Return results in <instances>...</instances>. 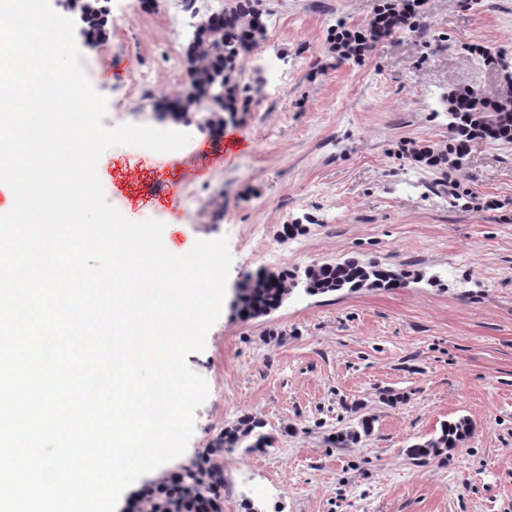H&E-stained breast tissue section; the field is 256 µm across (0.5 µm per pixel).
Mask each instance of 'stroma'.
<instances>
[{
	"label": "stroma",
	"mask_w": 512,
	"mask_h": 512,
	"mask_svg": "<svg viewBox=\"0 0 512 512\" xmlns=\"http://www.w3.org/2000/svg\"><path fill=\"white\" fill-rule=\"evenodd\" d=\"M104 0L106 36L82 64L108 101V127L166 129L168 45L180 0ZM380 0H262L266 38L244 60L253 93L215 132L188 123L181 150L106 151L108 201L176 226L180 243L227 238L233 257L219 319L186 363L209 396L173 472L207 457L245 414L269 448L224 467V512H512V144L472 142L455 170L414 160L447 147L448 95L491 97L487 55L512 56V0H422L423 25L361 59L333 47ZM153 87L129 94L138 73ZM237 135L247 149L225 155ZM182 174L174 199L158 176ZM301 232L288 235V225ZM375 261L406 272L389 288L296 291L270 314L243 315L236 293L267 272ZM372 421L357 444L337 433ZM465 418L470 432L425 461L408 453Z\"/></svg>",
	"instance_id": "1"
}]
</instances>
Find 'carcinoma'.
<instances>
[{
    "mask_svg": "<svg viewBox=\"0 0 512 512\" xmlns=\"http://www.w3.org/2000/svg\"><path fill=\"white\" fill-rule=\"evenodd\" d=\"M400 7L397 0H382L369 29L358 34L343 30L341 36L360 40L371 47L381 38L401 34L417 25L416 12L410 0ZM99 0H80L86 13L90 39L97 42L102 37V18L97 12ZM208 22L201 31L194 47L186 52V68L192 88H206L209 98L186 94L177 99L178 111L170 113L178 122L189 111L202 115L211 126H224V116H234L249 101L250 88L242 84L243 59L258 41L265 38L266 24L260 0H234V4L218 13L207 15ZM448 111L453 113L448 122L450 149L464 152L475 139H489L512 143V90H504L495 97L485 98L475 90L453 93L448 96ZM404 274L385 268L374 261L360 263L347 260L337 263L312 264L304 270V278L289 272L261 276L241 300V310L251 317L269 314L290 297L301 285L307 294H329L344 289L363 287H391L401 281ZM361 430L351 429L338 433L335 443H355L360 432H368L369 421H359ZM469 422L463 418L441 428V433L424 442L412 445L409 454L417 460L436 457L455 444L468 432ZM263 423L246 414L215 441V447L250 453L271 445V437L262 431Z\"/></svg>",
    "mask_w": 512,
    "mask_h": 512,
    "instance_id": "1",
    "label": "carcinoma"
}]
</instances>
